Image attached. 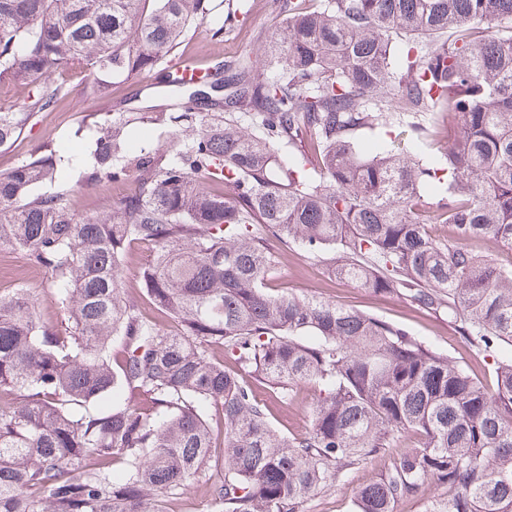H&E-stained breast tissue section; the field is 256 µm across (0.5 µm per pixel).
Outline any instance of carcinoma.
I'll list each match as a JSON object with an SVG mask.
<instances>
[{"label":"carcinoma","mask_w":512,"mask_h":512,"mask_svg":"<svg viewBox=\"0 0 512 512\" xmlns=\"http://www.w3.org/2000/svg\"><path fill=\"white\" fill-rule=\"evenodd\" d=\"M262 53L215 67L169 117L189 123L129 161V122L100 129L85 178L130 179L80 217L68 159L39 150L0 177V246L48 275L55 324L0 293V512H166L188 483L224 512H301L354 469L353 512H512V0H285ZM210 0H0V151L67 94L63 74L152 70ZM383 130L370 158L359 139ZM288 158H283V148ZM43 182L52 192L31 195ZM224 190L216 192L213 186ZM429 224H449L446 239ZM327 256L332 275L453 324L495 358L487 390L405 326L269 287L271 241ZM153 245L142 301L128 245ZM151 308L178 325L168 332ZM220 351L218 359L214 351ZM313 384L310 428L272 404ZM119 401L91 413V402ZM221 408L217 441L204 410ZM223 473L207 476L216 453Z\"/></svg>","instance_id":"cac0c4a2"}]
</instances>
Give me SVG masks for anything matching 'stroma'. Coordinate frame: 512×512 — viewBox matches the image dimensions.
Wrapping results in <instances>:
<instances>
[{"instance_id": "1", "label": "stroma", "mask_w": 512, "mask_h": 512, "mask_svg": "<svg viewBox=\"0 0 512 512\" xmlns=\"http://www.w3.org/2000/svg\"><path fill=\"white\" fill-rule=\"evenodd\" d=\"M281 3L282 0H211L210 14L173 55L189 56L212 66L237 55L244 47H256L260 38L271 33L282 20ZM219 28L223 29V36L213 38V31ZM168 68L164 62L147 74L112 79L105 91L83 74H65L68 94L50 109L38 113L13 145L0 152V174L25 162L37 148L50 146L70 160L68 184L75 212L86 217L107 209L117 199L111 185L96 186L83 179L91 144L101 127L129 117L133 120L127 142L129 157L159 151L164 130L145 120V113L180 112L190 94L189 88L174 89L163 84L162 77ZM271 285L297 296H321L336 305L354 307L405 325L416 336L453 357L485 386L493 384L492 358L469 348L447 322L416 310L399 298L377 297L353 284L330 279L324 256L291 247L284 252ZM0 287L8 292L23 288L41 298L42 320L56 323L59 311L47 299L48 278L23 251L8 246L0 248ZM382 470L383 464L378 461L367 469L351 472L334 489L305 503V512H351L359 484Z\"/></svg>"}]
</instances>
